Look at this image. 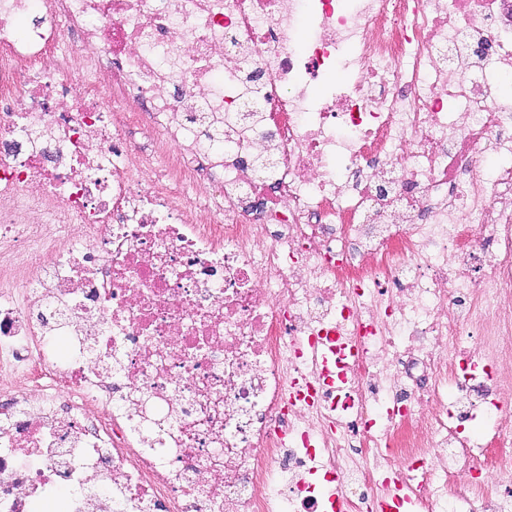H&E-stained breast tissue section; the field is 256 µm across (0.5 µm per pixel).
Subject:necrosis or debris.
I'll list each match as a JSON object with an SVG mask.
<instances>
[{
    "mask_svg": "<svg viewBox=\"0 0 512 512\" xmlns=\"http://www.w3.org/2000/svg\"><path fill=\"white\" fill-rule=\"evenodd\" d=\"M511 74L512 0H0V512H512Z\"/></svg>",
    "mask_w": 512,
    "mask_h": 512,
    "instance_id": "1",
    "label": "necrosis or debris"
}]
</instances>
